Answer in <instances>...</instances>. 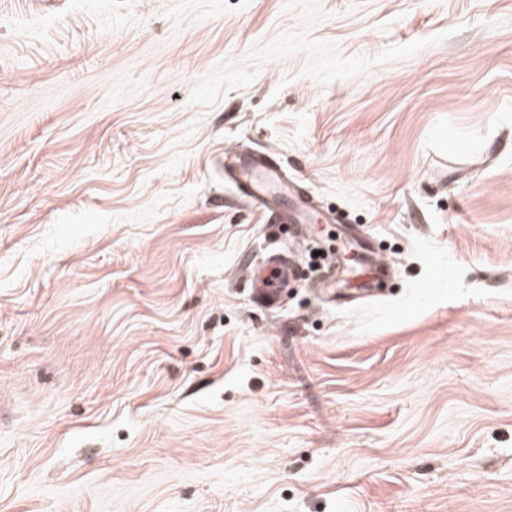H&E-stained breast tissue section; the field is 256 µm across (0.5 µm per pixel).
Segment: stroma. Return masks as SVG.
Segmentation results:
<instances>
[{"mask_svg": "<svg viewBox=\"0 0 512 512\" xmlns=\"http://www.w3.org/2000/svg\"><path fill=\"white\" fill-rule=\"evenodd\" d=\"M0 400V512H512V0H0ZM224 157V181L235 187L244 205L271 213L284 209L288 184L282 178L274 152L225 153ZM297 272V261L288 260L282 254L272 255L267 258L265 267L250 277V288H253L254 296L264 305H274L279 298L281 286L294 278Z\"/></svg>", "mask_w": 512, "mask_h": 512, "instance_id": "1", "label": "stroma"}]
</instances>
